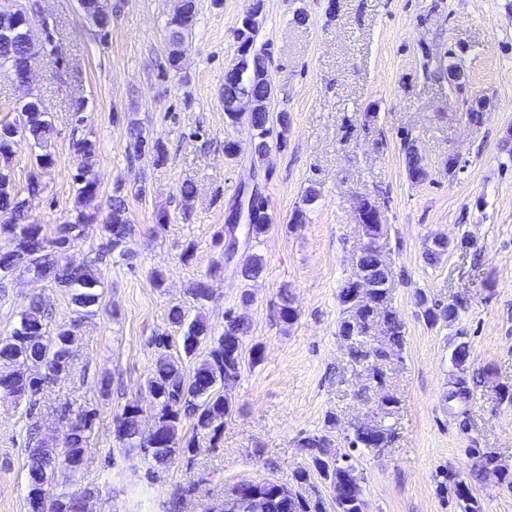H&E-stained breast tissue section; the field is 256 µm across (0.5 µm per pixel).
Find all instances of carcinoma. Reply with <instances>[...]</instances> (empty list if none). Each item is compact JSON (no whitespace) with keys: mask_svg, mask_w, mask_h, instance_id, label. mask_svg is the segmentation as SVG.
Here are the masks:
<instances>
[{"mask_svg":"<svg viewBox=\"0 0 512 512\" xmlns=\"http://www.w3.org/2000/svg\"><path fill=\"white\" fill-rule=\"evenodd\" d=\"M81 5L100 30L110 27L112 15L102 12L98 0H81ZM240 46L245 48L236 73H228L224 78V116L229 123L247 117L256 129L253 152L262 157L269 151L268 138L273 124L270 113L266 112V101L273 94L272 83L260 81L256 76L268 72L267 48L255 49L248 44L253 36L247 29L237 30ZM24 134L32 138L42 149L41 160L35 164L29 177L28 197L18 195L13 187V151L8 139L0 136V237H7V247L0 249V288L7 285L17 271L33 274L40 280H47L62 289L73 306V313L86 319L95 315V306L102 297V281L94 264L76 265L68 258L70 250L88 236V230L97 215L78 211L75 216L54 227L47 233L45 225L28 220L30 198L40 195L43 190L40 174L55 164L53 154L48 149L52 135L51 122L46 113L29 112L24 118ZM75 151L80 158L73 181L77 185L78 198L91 201L98 195L99 185L93 175L97 165V147L91 139L77 142ZM408 169L412 180L422 182L426 172L419 163L415 148L406 145ZM272 218L268 210L256 211L246 227L249 237L258 239L271 229ZM101 230L108 235L112 251L119 257L129 256V238L132 227L127 217L125 199L112 198L108 210L101 219ZM361 271H369L378 281L389 280L390 269L382 260L377 248L366 246L357 258ZM263 269V259L258 254L249 255L241 269L246 278L257 277ZM356 284L342 288L340 299L352 305L351 320L341 325V334L347 338H358L350 348V356L359 363L370 367L372 377L383 379L380 365L402 351L404 345V324L398 314L387 306V289L362 304L354 300ZM191 295L201 313L194 319H185L181 307L169 310V319L181 329L183 357H173L161 353L154 363L146 382L152 399L156 441L153 446H145L139 436L140 412L142 407L129 404L116 420L115 438L127 453L141 451L149 464L148 473L156 467L166 465L179 452H191L196 448V439L201 434H217L224 426V418L229 415V402L224 391L231 388L241 375L244 357V338L250 331V324L240 316H225L224 332L219 336L211 334V328L202 314L209 295L199 280L191 288ZM423 316L427 322L451 323L456 319L457 308L453 304L427 305ZM49 312L37 297H32L19 313L17 325L10 335L0 339V393L28 401L27 411H33L39 403L37 396L54 379L71 373L74 365V336L71 330L60 327L55 335L46 331ZM277 315L284 325L294 323L298 311L288 289L278 292ZM393 322L394 332L385 338L372 342H362L373 323L378 319ZM209 343L204 358L191 372H186L183 358L196 356L200 345ZM64 416H75L79 424L64 434L59 443L39 442L28 449L27 484L28 493L42 487L60 469L74 474L81 469L84 452L93 430L96 412L82 410L72 414L70 406L57 408ZM189 420L193 423V435L182 439L179 435L181 424ZM391 430L378 424H364L352 429L347 442L351 448H381L392 441ZM301 447L310 456L312 466L318 475L333 490L346 486H360L361 472L350 461L352 455H339L331 448L326 436L312 434L303 438ZM495 478L512 484V471L502 466L498 458L489 452L482 456V465L476 472L466 474V482H461L460 474H455L453 493L460 502L463 512H480L477 499L472 495V482ZM281 508L278 512H328L327 502L320 496L308 498L292 488L278 498ZM55 512H83V499L62 495L57 499Z\"/></svg>","mask_w":512,"mask_h":512,"instance_id":"obj_1","label":"carcinoma"}]
</instances>
